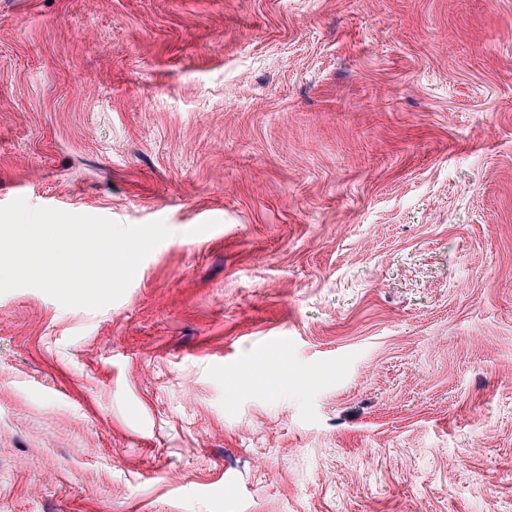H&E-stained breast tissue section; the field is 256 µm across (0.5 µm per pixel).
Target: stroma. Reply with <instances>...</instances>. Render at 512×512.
<instances>
[{
    "mask_svg": "<svg viewBox=\"0 0 512 512\" xmlns=\"http://www.w3.org/2000/svg\"><path fill=\"white\" fill-rule=\"evenodd\" d=\"M18 198L170 234L0 294V512H512V0H0Z\"/></svg>",
    "mask_w": 512,
    "mask_h": 512,
    "instance_id": "obj_1",
    "label": "stroma"
}]
</instances>
